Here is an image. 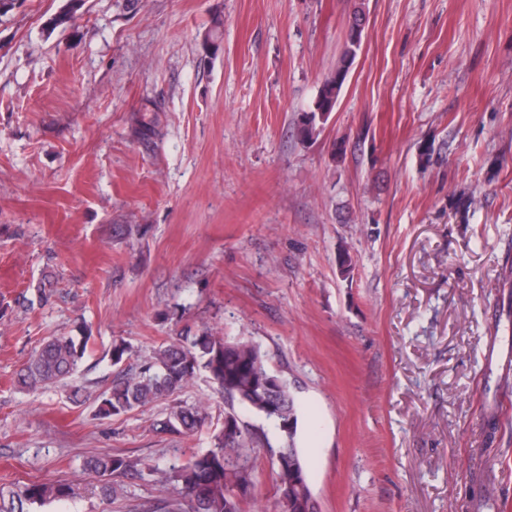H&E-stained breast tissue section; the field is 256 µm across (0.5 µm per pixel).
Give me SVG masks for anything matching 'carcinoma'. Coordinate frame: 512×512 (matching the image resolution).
Returning <instances> with one entry per match:
<instances>
[{
    "label": "carcinoma",
    "mask_w": 512,
    "mask_h": 512,
    "mask_svg": "<svg viewBox=\"0 0 512 512\" xmlns=\"http://www.w3.org/2000/svg\"><path fill=\"white\" fill-rule=\"evenodd\" d=\"M82 6V0H68L64 9L49 19L48 28L69 27ZM360 48L361 41L347 36L336 69L324 78L313 107L300 114L298 133L302 140H314L321 121L334 110ZM77 332L76 336H58L43 344L16 373L17 388L35 392L72 381L91 339L85 326H78ZM130 357L125 341L112 343V365L120 367ZM200 370L224 395L227 409L222 425L213 431L210 449L157 470L164 481L179 486L181 493L165 506V512H240V502L251 496L256 483L253 448L271 451L277 492L281 494L278 512H317L309 468L297 448L300 403L288 383L271 372L260 346L249 340H229L205 328L162 345L139 371L121 373L112 380L111 387L97 397L98 413L103 418L119 417L136 407L166 400L188 387ZM255 418L262 423L255 424ZM207 419L203 403L174 406L153 428L160 434L189 436ZM85 466L100 477L138 472V461L120 454L93 457ZM75 491L67 482L30 481L21 486L18 500L44 504L69 498Z\"/></svg>",
    "instance_id": "cac0c4a2"
}]
</instances>
